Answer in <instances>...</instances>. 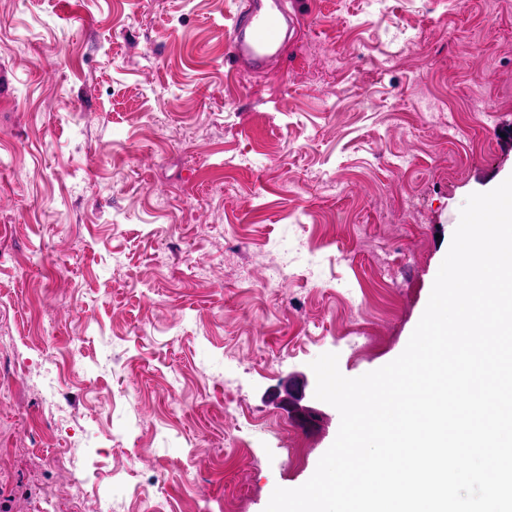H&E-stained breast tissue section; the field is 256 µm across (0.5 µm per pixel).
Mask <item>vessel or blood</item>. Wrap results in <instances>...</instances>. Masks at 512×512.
Segmentation results:
<instances>
[{"label":"vessel or blood","instance_id":"1","mask_svg":"<svg viewBox=\"0 0 512 512\" xmlns=\"http://www.w3.org/2000/svg\"><path fill=\"white\" fill-rule=\"evenodd\" d=\"M283 0H241L227 29V56L237 69L267 74L282 47L284 26L290 23Z\"/></svg>","mask_w":512,"mask_h":512}]
</instances>
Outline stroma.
<instances>
[{
    "label": "stroma",
    "instance_id": "35a3bbf8",
    "mask_svg": "<svg viewBox=\"0 0 512 512\" xmlns=\"http://www.w3.org/2000/svg\"><path fill=\"white\" fill-rule=\"evenodd\" d=\"M239 5L0 0L6 512H41L46 490L92 512L56 453L93 488L120 471L136 495L117 512H232L240 493L264 512L339 430L311 362L336 353L355 378L397 358L465 199L512 176V0H294L265 76L224 60ZM358 326L385 346H348ZM299 405L319 417L306 435Z\"/></svg>",
    "mask_w": 512,
    "mask_h": 512
}]
</instances>
